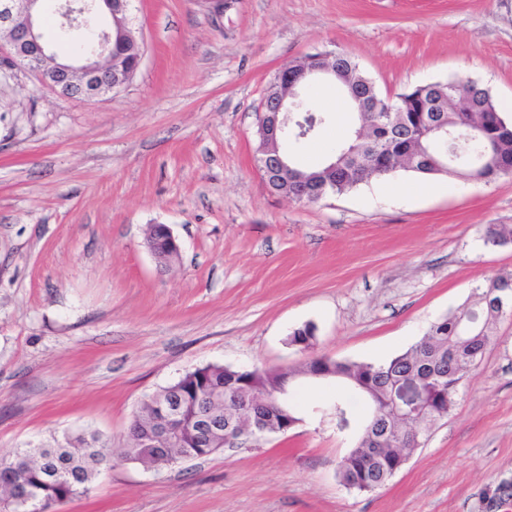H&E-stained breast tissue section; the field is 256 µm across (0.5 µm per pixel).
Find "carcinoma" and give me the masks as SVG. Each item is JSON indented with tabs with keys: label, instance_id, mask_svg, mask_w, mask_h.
<instances>
[{
	"label": "carcinoma",
	"instance_id": "1",
	"mask_svg": "<svg viewBox=\"0 0 512 512\" xmlns=\"http://www.w3.org/2000/svg\"><path fill=\"white\" fill-rule=\"evenodd\" d=\"M138 53L131 43L117 49L114 55L120 65L130 64L139 68ZM338 62L352 83L364 96V100L378 99L370 113L371 122L364 134H359L361 123H356L349 139L337 144L331 150L328 162L336 163V172L325 174L327 165L320 164L312 169H304L290 163L288 177L278 185L281 192H288V181L305 178L317 182L323 188V195H341L364 184L383 178L398 171L397 159L409 148L427 149L431 154L441 153L447 148L432 143V139L422 136L423 120L432 116L452 123L460 115L448 108V98L459 94L465 97L472 108L484 121L488 138L477 140L461 139L447 149L455 157V163L448 164V170L430 165L417 164L408 171L423 176H436L447 173L459 178L464 172H474L484 181L491 182L502 176H512V122L499 112L489 89L477 82L457 77L445 82H432L415 86L398 96L396 106L401 123L395 125L385 115V102L379 98L377 90L358 81L361 74L358 63L345 51H336ZM317 92L308 88L304 97L297 101L295 143L302 146L327 123L326 112L314 105ZM499 156L497 166L484 165L487 150ZM485 242L493 246L512 242V225L493 224L486 228ZM498 302L499 310L490 312L481 308V302ZM512 303V288L505 285V278L497 277L477 294L476 303L463 308L431 326L419 341L404 352L382 363L350 362L326 359L323 363L328 378L336 379L346 386L357 388L356 380L373 377L380 381L385 390L400 393L407 389L418 394L419 403L427 405V425L448 416L456 404V396L461 382L476 368L483 352L491 340L492 326L505 313ZM472 315L469 337L456 339L454 320L459 316ZM456 346V357L448 361V343ZM230 366L207 365L184 375L177 380L180 385L182 402L187 404L186 415H191L196 400V389L203 382L211 386L224 385V374L235 373ZM298 369L282 370L253 369L246 374L254 388L272 389L279 379L288 374L296 376ZM165 392L160 390L154 404L143 403L135 415L133 423L142 435H147L153 426L156 405L164 403ZM416 447L407 440H396L383 448L382 453L367 462L355 457L343 458L339 462L338 476L348 490L371 492L384 486L392 477L390 461L398 456L409 457ZM99 456V462L110 460L112 452L107 443L91 434L67 438L55 445V450L43 456V461L33 460L16 474L23 483V498L33 499L40 508L49 503L68 499L88 490L93 480L89 474L83 479L70 475L69 470L77 468L85 453ZM0 512H38L30 510L24 502L13 498L11 492L0 485Z\"/></svg>",
	"mask_w": 512,
	"mask_h": 512
}]
</instances>
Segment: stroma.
<instances>
[{"instance_id": "35a3bbf8", "label": "stroma", "mask_w": 512, "mask_h": 512, "mask_svg": "<svg viewBox=\"0 0 512 512\" xmlns=\"http://www.w3.org/2000/svg\"><path fill=\"white\" fill-rule=\"evenodd\" d=\"M144 47L133 79L64 97L24 69L0 76V456L95 432L114 453L88 493L50 512H507L512 315L402 470L344 488L354 443L321 412L336 381L297 379L283 435L146 468L129 425L159 388L208 364L295 368L309 355L384 362L512 277V176L399 171L315 204L271 194L254 163L256 112L283 64L342 49L382 96L466 75L512 121V0H131ZM353 128L330 112L301 151L321 163ZM168 225L165 266L148 228ZM317 327L311 350L289 344Z\"/></svg>"}]
</instances>
